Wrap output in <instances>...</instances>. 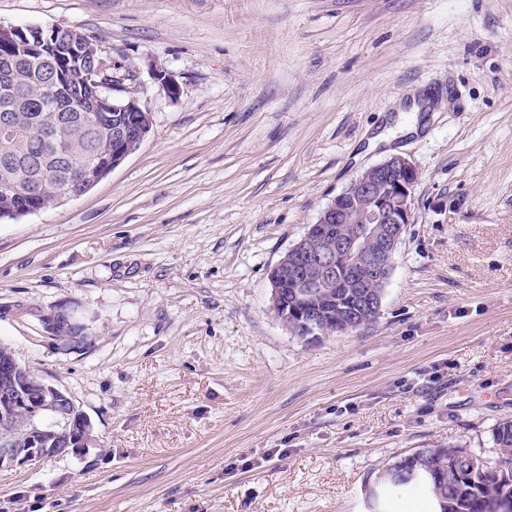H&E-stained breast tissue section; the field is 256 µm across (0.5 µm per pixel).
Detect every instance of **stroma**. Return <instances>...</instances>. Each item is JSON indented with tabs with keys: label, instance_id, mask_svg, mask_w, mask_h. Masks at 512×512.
I'll use <instances>...</instances> for the list:
<instances>
[{
	"label": "stroma",
	"instance_id": "obj_1",
	"mask_svg": "<svg viewBox=\"0 0 512 512\" xmlns=\"http://www.w3.org/2000/svg\"><path fill=\"white\" fill-rule=\"evenodd\" d=\"M0 23L82 29L151 115L85 195L0 220V342L97 439L0 471V512H367L417 449L498 458L512 0H0ZM392 155L418 181L376 319L294 335L271 269ZM54 310L81 349L32 337ZM64 313V311H55L50 313L52 314L51 319H66V325L64 326L61 336L53 337L52 339L55 343L64 350H76L83 346L86 336H83V328L79 325L69 321L68 316ZM54 314V315H53Z\"/></svg>",
	"mask_w": 512,
	"mask_h": 512
}]
</instances>
